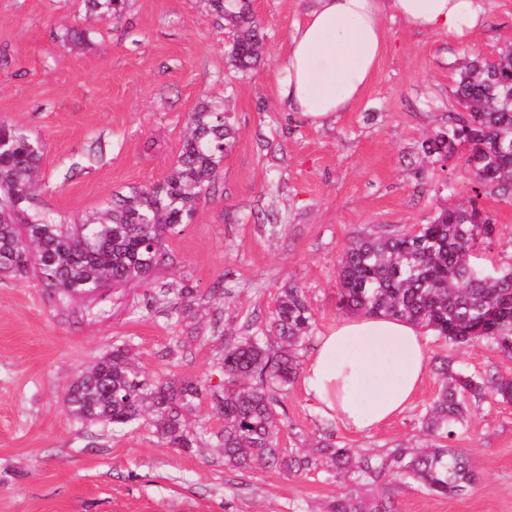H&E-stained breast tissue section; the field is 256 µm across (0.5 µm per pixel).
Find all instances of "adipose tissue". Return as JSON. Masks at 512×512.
<instances>
[{
	"instance_id": "adipose-tissue-1",
	"label": "adipose tissue",
	"mask_w": 512,
	"mask_h": 512,
	"mask_svg": "<svg viewBox=\"0 0 512 512\" xmlns=\"http://www.w3.org/2000/svg\"><path fill=\"white\" fill-rule=\"evenodd\" d=\"M387 16L416 32L459 37L484 22L475 0H312L283 60L279 96L287 109L318 124L352 110L383 55ZM427 366V345L416 325L351 315L319 336L305 384L324 414L362 432L409 406Z\"/></svg>"
}]
</instances>
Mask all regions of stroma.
Returning <instances> with one entry per match:
<instances>
[{"instance_id": "stroma-1", "label": "stroma", "mask_w": 512, "mask_h": 512, "mask_svg": "<svg viewBox=\"0 0 512 512\" xmlns=\"http://www.w3.org/2000/svg\"><path fill=\"white\" fill-rule=\"evenodd\" d=\"M476 2L485 24L465 38L386 19L385 53L361 99L318 126L278 96L288 42L311 0H253L266 38L245 73L227 64L224 30L203 0H126L121 17L94 19L86 0H0V122L45 142L36 202L47 214L75 224L113 193L162 180L200 101H223L236 131L214 197L164 240L168 260L147 280L62 298L37 274L0 273V512H318L335 498L341 485L327 469H226L215 446L224 421L208 403L187 416L199 443L186 452L163 444L147 416L124 431L74 418L67 390L123 342L146 384H223L225 331L268 321L283 283L304 287L325 333L342 317L336 268L351 241L417 228L473 199L462 160L432 165L417 146L454 111L463 58L512 46V0ZM77 28L86 39L66 44ZM477 201L497 230L479 264L512 265V203L490 193ZM183 288L198 312L179 321L169 303ZM175 336L185 342L178 351ZM425 340L430 358L450 355L459 371L512 376V358L490 342L453 349L430 333ZM439 384L428 369L409 408L354 432L317 410L296 380L280 441L295 448L329 432L376 454L424 445L420 414ZM456 445L479 476L465 495L397 483L353 491L394 512H512V403L489 396L471 406Z\"/></svg>"}]
</instances>
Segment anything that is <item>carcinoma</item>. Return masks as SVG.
I'll use <instances>...</instances> for the list:
<instances>
[{"mask_svg":"<svg viewBox=\"0 0 512 512\" xmlns=\"http://www.w3.org/2000/svg\"><path fill=\"white\" fill-rule=\"evenodd\" d=\"M218 25L228 30L224 55L237 71L252 69L264 42L252 0H206ZM457 112L419 142L417 150L444 168L454 158L482 174L473 180L466 206L443 209L412 232L377 231L350 243L336 270L338 307L353 315L410 321L452 346L487 340L512 356V267L487 268L474 261L492 244L495 225L477 199L490 192L512 199V48L494 65L475 56L457 69ZM235 130L224 102L203 101L189 113L176 164L152 186H131L112 195L102 211L79 224H61L35 207V188L45 143L28 131L0 123V272L16 277L34 266L61 296L93 297L109 284L146 279L165 262L166 235L189 223L215 191ZM315 316L297 282L279 289L269 322L247 336L224 333L219 390L198 381L138 380L130 350L112 354L81 372L69 390L68 409L84 421H106L123 430L152 417L160 440L191 452L198 437L186 415L206 399L224 420L217 447L224 466L241 474L276 467L287 474L327 463L336 476L355 475L372 484L384 479L418 483L439 495H463L478 480L467 453L455 445L467 416V400L494 394L512 402V378L474 379L456 371L448 357L436 366L442 388L421 413L428 445H400L379 457L346 448L324 436L314 451H287L279 434V408L302 370L300 352L314 336ZM327 512H389L340 492Z\"/></svg>","mask_w":512,"mask_h":512,"instance_id":"carcinoma-1","label":"carcinoma"}]
</instances>
